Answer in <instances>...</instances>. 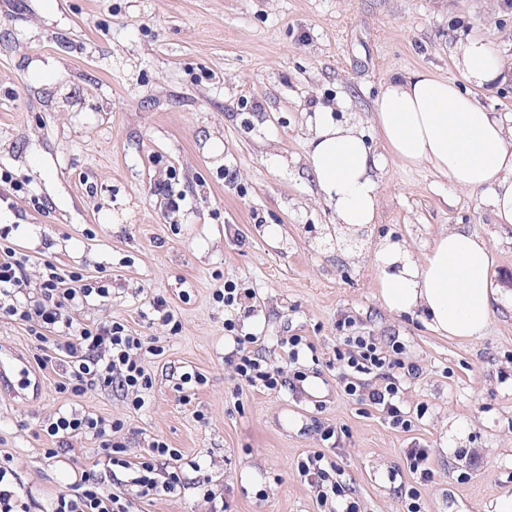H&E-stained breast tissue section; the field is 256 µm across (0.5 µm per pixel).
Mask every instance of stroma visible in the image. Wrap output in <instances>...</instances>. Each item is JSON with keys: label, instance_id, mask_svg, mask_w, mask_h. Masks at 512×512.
<instances>
[{"label": "stroma", "instance_id": "1", "mask_svg": "<svg viewBox=\"0 0 512 512\" xmlns=\"http://www.w3.org/2000/svg\"><path fill=\"white\" fill-rule=\"evenodd\" d=\"M470 35L512 69L505 0H0V168L25 188L0 203V228L11 226L22 253L48 250L66 267L110 274L111 296L79 320L121 321L163 348L138 411L113 388L66 397L49 368L33 370L38 390L15 398L0 381V451L17 463L30 512H49L97 452L84 440L45 457L53 442L40 424L62 407L126 420L128 457L157 436L180 451L181 495L148 512H320L297 471L313 451L336 461L362 512H404L403 485L419 490L426 512H512V224L431 169L388 159L378 219L353 261L306 173L314 110L364 122L394 74L457 78L451 50ZM214 139L218 157L207 150ZM171 168L186 196L175 213L151 192ZM32 193L45 209H33ZM271 224L283 230L274 244ZM453 228L496 257L493 314L470 341L377 297L382 240L419 259ZM227 281L252 290L251 314L214 301ZM155 296L177 311L178 332L151 322ZM228 319L281 368L282 339L307 337L318 359L303 387L239 391L224 362ZM344 320L380 343L397 339L402 360L420 368L399 380L411 430L343 395L327 363ZM187 373L203 381L189 384L186 405L176 386ZM315 418L339 428L335 443L318 439ZM409 448L428 449L431 480L410 471Z\"/></svg>", "mask_w": 512, "mask_h": 512}]
</instances>
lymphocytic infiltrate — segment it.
<instances>
[{"label":"lymphocytic infiltrate","instance_id":"1","mask_svg":"<svg viewBox=\"0 0 512 512\" xmlns=\"http://www.w3.org/2000/svg\"><path fill=\"white\" fill-rule=\"evenodd\" d=\"M37 267L38 296L31 299L26 288L30 267ZM106 280L63 268L55 256L35 257L0 244V319L23 326L31 338L38 368L60 371V393L81 398L99 387L116 386L124 392L132 409H142L153 388L148 359L161 350L152 339L139 335L115 320L77 321L75 311L98 297L108 295ZM235 348L224 362L248 389L272 392L302 387L307 374L299 365L300 355L309 342L306 337L289 336L285 344L290 371L269 365L253 349L252 336H236ZM398 341L382 347L370 336H346L337 345L333 359L346 395L384 413L390 424L410 429L412 422L401 408L397 375L417 377L418 366L394 359ZM381 375V383L368 385L366 375ZM49 436L60 446L75 440L97 444L99 456L91 467L81 470L73 483L60 489L51 512H138L142 504L158 495H176L184 482L179 466L181 454L162 438L152 439L143 455L130 459L123 432L126 423L92 412L61 411L44 422ZM130 472L129 492L108 493L103 489L115 471ZM297 470L304 482L314 488L317 501L326 512H361L358 501L348 500L339 469L324 453L315 451L301 459Z\"/></svg>","mask_w":512,"mask_h":512}]
</instances>
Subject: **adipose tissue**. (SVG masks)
<instances>
[{
	"mask_svg": "<svg viewBox=\"0 0 512 512\" xmlns=\"http://www.w3.org/2000/svg\"><path fill=\"white\" fill-rule=\"evenodd\" d=\"M465 86L415 70L382 84L371 114L386 149L377 154L360 123L315 111L306 155L308 172L336 229L353 235L374 223L380 201L377 172L383 156L404 168L430 167L455 187L481 195L497 223L512 224V114L488 109L475 90L508 81L492 47L470 36L454 49ZM487 243L462 229L441 233L422 260L387 240L376 254L378 295L390 312L421 313L443 336L478 338L491 316L496 290Z\"/></svg>",
	"mask_w": 512,
	"mask_h": 512,
	"instance_id": "1",
	"label": "adipose tissue"
}]
</instances>
